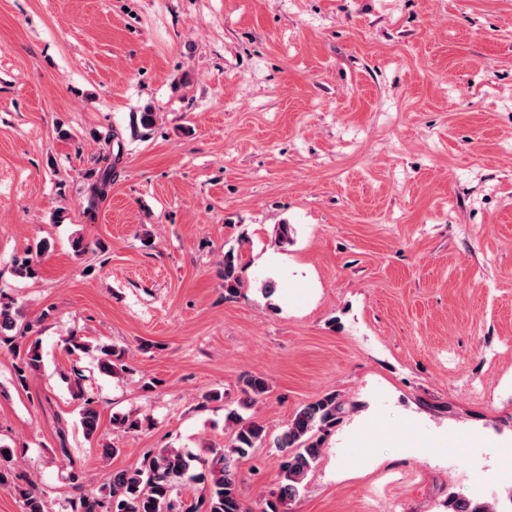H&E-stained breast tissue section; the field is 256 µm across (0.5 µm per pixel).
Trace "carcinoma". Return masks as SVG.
I'll return each mask as SVG.
<instances>
[{"mask_svg": "<svg viewBox=\"0 0 512 512\" xmlns=\"http://www.w3.org/2000/svg\"><path fill=\"white\" fill-rule=\"evenodd\" d=\"M119 156L108 151L98 158V175L89 187L93 201L104 199L112 188V175ZM50 245L41 240L25 257L14 260L15 272L26 278L37 275L42 257ZM241 251L233 247L224 251L218 275L224 282V296L233 297L245 287L242 277ZM21 317L20 309L9 298L0 297V345L12 344L13 332ZM65 350L98 353L99 368L106 373L126 369L122 364L123 353L109 344L89 346L76 336L64 340ZM20 363L16 367V382L27 385L28 377L42 367L43 354L39 340L32 341L24 351L17 353ZM270 386L262 376L247 375L241 380L238 408L226 415V423L232 429L231 444L225 448H212V459L192 455L180 448H158L144 458L140 467L113 470L98 491L80 493L72 501L71 512H251L244 503L240 484L242 475L239 463L259 448L272 444L282 455L280 481L275 499L266 501L263 512H278V505L296 499L304 481L323 452L325 432L336 425L341 404L336 394L323 396L305 404L293 413L287 427L274 440H268L263 424L246 415L268 392ZM80 425L86 436L98 432L99 411L94 401L86 397L80 412ZM189 479L205 485L207 494L187 503L176 504L173 491L181 479ZM0 487L10 488L18 495L23 512H48L43 493L29 482L25 486L14 484L7 472L0 470ZM452 512H495L487 504L457 497L450 503Z\"/></svg>", "mask_w": 512, "mask_h": 512, "instance_id": "obj_1", "label": "carcinoma"}]
</instances>
